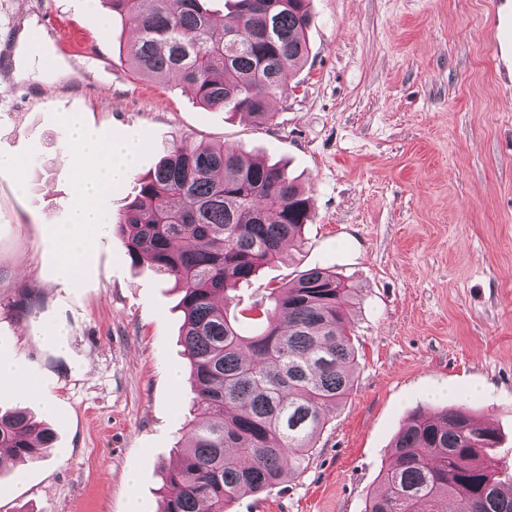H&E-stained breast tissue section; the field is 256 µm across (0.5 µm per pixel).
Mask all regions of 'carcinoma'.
I'll return each mask as SVG.
<instances>
[{
    "label": "carcinoma",
    "instance_id": "carcinoma-1",
    "mask_svg": "<svg viewBox=\"0 0 512 512\" xmlns=\"http://www.w3.org/2000/svg\"><path fill=\"white\" fill-rule=\"evenodd\" d=\"M131 21L136 74L174 77L201 105L273 119L271 99L308 55L309 0H102ZM310 200L285 170L222 145H176L117 224L134 264L149 262L180 290L183 346L204 419L165 476L160 512H231L240 492H264L301 468L329 408L353 387L346 308L355 288L331 267L307 269L255 305L250 335L228 313L237 286L304 244ZM53 430L22 409L0 413V448L38 460ZM495 428L462 409L416 413L394 441L381 492L364 512H512L490 456Z\"/></svg>",
    "mask_w": 512,
    "mask_h": 512
}]
</instances>
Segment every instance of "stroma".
<instances>
[{
    "label": "stroma",
    "mask_w": 512,
    "mask_h": 512,
    "mask_svg": "<svg viewBox=\"0 0 512 512\" xmlns=\"http://www.w3.org/2000/svg\"><path fill=\"white\" fill-rule=\"evenodd\" d=\"M0 0V48L40 28L48 63L0 57V357L37 382H0V410L55 431L42 460L0 466V512H158L162 476L190 420L183 315L174 283L132 264L115 226L179 144L213 143L285 166L311 199L302 251L236 292L242 331L266 291L312 267L348 276L358 364L303 470L232 512H363L395 437L418 411L463 407L497 428L512 480V81L488 37L492 0H311L309 55L274 118L203 107L174 79L147 80L122 47L131 24L100 0ZM133 139L130 178L98 201L110 229L87 239L76 277L53 242L78 200L63 160L69 121Z\"/></svg>",
    "instance_id": "obj_1"
}]
</instances>
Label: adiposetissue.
<instances>
[{
	"instance_id": "1",
	"label": "adipose tissue",
	"mask_w": 512,
	"mask_h": 512,
	"mask_svg": "<svg viewBox=\"0 0 512 512\" xmlns=\"http://www.w3.org/2000/svg\"><path fill=\"white\" fill-rule=\"evenodd\" d=\"M72 151L65 160L76 166L87 159L98 162L96 172L79 185V201L73 210L72 220L66 231L59 233L54 244L63 255L61 267L68 276H76L81 257L80 247L85 239L103 234L107 230L96 207L98 196L107 188L121 181L132 169L137 148L128 141L102 143L88 138L81 124L72 126Z\"/></svg>"
}]
</instances>
